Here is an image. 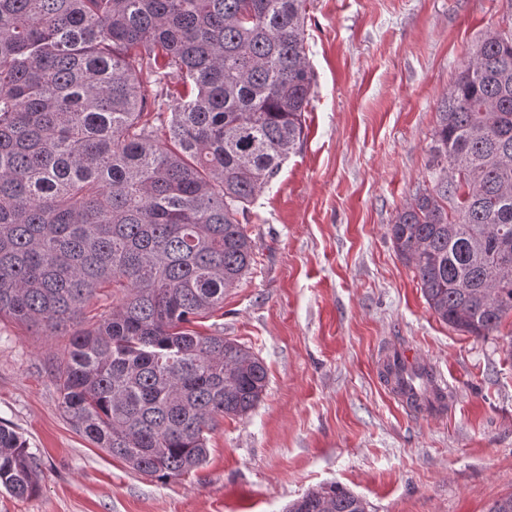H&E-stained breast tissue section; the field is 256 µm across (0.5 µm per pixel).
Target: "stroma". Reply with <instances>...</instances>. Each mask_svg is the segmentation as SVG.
Wrapping results in <instances>:
<instances>
[{
  "mask_svg": "<svg viewBox=\"0 0 512 512\" xmlns=\"http://www.w3.org/2000/svg\"><path fill=\"white\" fill-rule=\"evenodd\" d=\"M512 0H308L315 85L301 147L244 219L254 265L203 319L260 358L266 389L219 420L206 463L160 481L76 431L55 371L65 336L0 320V424L40 462L36 493L0 512H285L336 484L368 512H487L512 492V315L496 332L454 330L430 310L388 234L437 175L441 100ZM407 348L445 378L435 412L400 405L383 352Z\"/></svg>",
  "mask_w": 512,
  "mask_h": 512,
  "instance_id": "stroma-1",
  "label": "stroma"
}]
</instances>
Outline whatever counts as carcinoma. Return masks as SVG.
I'll list each match as a JSON object with an SVG mask.
<instances>
[{
    "label": "carcinoma",
    "mask_w": 512,
    "mask_h": 512,
    "mask_svg": "<svg viewBox=\"0 0 512 512\" xmlns=\"http://www.w3.org/2000/svg\"><path fill=\"white\" fill-rule=\"evenodd\" d=\"M306 0H0V320L70 336L76 429L134 471L202 467L219 417L261 400L263 362L192 325L251 269L239 217L304 139ZM156 90L148 95L144 81ZM445 176L388 233L437 318L488 336L512 314V29L490 30L433 129ZM112 288V311L87 315ZM429 408L433 376L385 364ZM39 464L0 425V490ZM287 512H367L337 486Z\"/></svg>",
    "instance_id": "cac0c4a2"
}]
</instances>
